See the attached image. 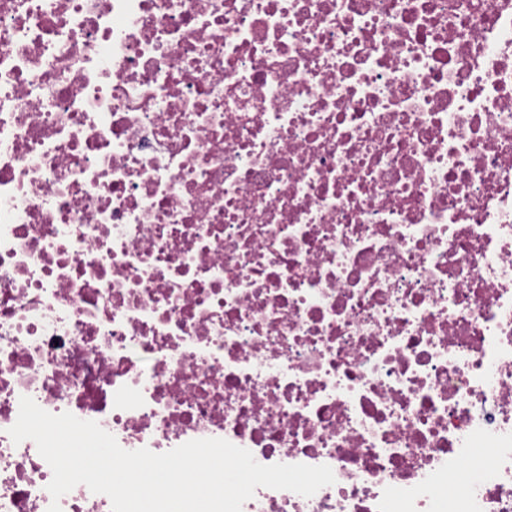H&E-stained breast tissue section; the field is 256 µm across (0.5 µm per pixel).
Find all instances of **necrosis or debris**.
<instances>
[{
	"label": "necrosis or debris",
	"mask_w": 512,
	"mask_h": 512,
	"mask_svg": "<svg viewBox=\"0 0 512 512\" xmlns=\"http://www.w3.org/2000/svg\"><path fill=\"white\" fill-rule=\"evenodd\" d=\"M24 396L334 473L242 512H512V0H0V512Z\"/></svg>",
	"instance_id": "obj_1"
}]
</instances>
